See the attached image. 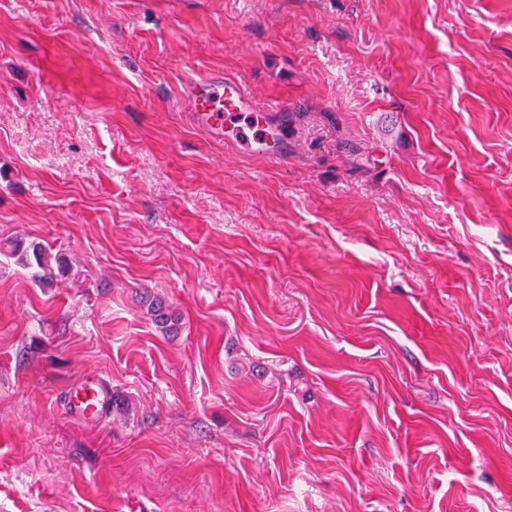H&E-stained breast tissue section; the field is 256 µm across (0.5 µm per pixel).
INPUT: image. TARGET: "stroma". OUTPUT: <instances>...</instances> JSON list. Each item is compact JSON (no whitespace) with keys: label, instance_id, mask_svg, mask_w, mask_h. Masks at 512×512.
Returning a JSON list of instances; mask_svg holds the SVG:
<instances>
[{"label":"stroma","instance_id":"1","mask_svg":"<svg viewBox=\"0 0 512 512\" xmlns=\"http://www.w3.org/2000/svg\"><path fill=\"white\" fill-rule=\"evenodd\" d=\"M16 240L68 272L0 253V512H512V0H0ZM188 106L193 122L211 138L244 141L271 163H278L284 155L286 141L273 114L259 107L239 82L219 74L207 76L190 87ZM247 118H251L249 129L240 125ZM247 131L252 132L251 138ZM31 249L32 257L40 272H37L36 278L40 286L43 288L52 286L55 280V274L51 266V260H56V256L51 254L39 243L30 244L27 248H23V242L16 241L9 246V253L13 257H17V262L24 266L33 265L29 251ZM140 304L145 307L146 314L163 334L177 336L180 330L181 318L170 309V306L160 294L143 291L140 295ZM112 406V387L98 373L85 374L64 394L66 411L86 421H104Z\"/></svg>","mask_w":512,"mask_h":512}]
</instances>
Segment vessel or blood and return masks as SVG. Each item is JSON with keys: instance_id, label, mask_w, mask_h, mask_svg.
<instances>
[{"instance_id": "obj_1", "label": "vessel or blood", "mask_w": 512, "mask_h": 512, "mask_svg": "<svg viewBox=\"0 0 512 512\" xmlns=\"http://www.w3.org/2000/svg\"><path fill=\"white\" fill-rule=\"evenodd\" d=\"M193 122L211 138L242 141L276 163L285 151L284 134L269 109L259 107L239 82L214 74L195 82L189 92ZM66 411L77 418L101 422L112 407V387L100 374L88 373L64 394Z\"/></svg>"}]
</instances>
